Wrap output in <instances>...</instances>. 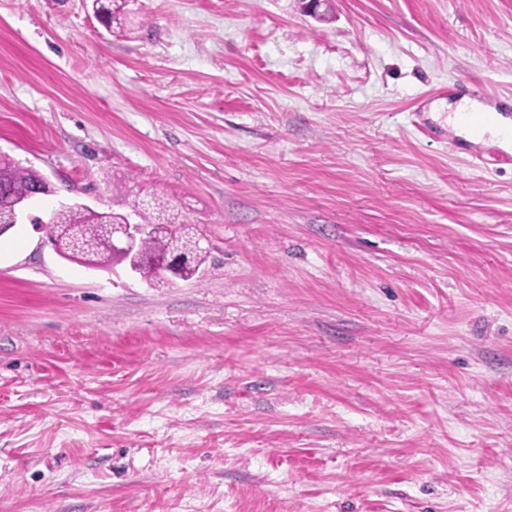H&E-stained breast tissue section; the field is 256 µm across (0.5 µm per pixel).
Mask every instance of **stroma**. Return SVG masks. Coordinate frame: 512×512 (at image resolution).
I'll return each instance as SVG.
<instances>
[{
  "label": "stroma",
  "instance_id": "1",
  "mask_svg": "<svg viewBox=\"0 0 512 512\" xmlns=\"http://www.w3.org/2000/svg\"><path fill=\"white\" fill-rule=\"evenodd\" d=\"M0 0V154L168 200L196 277L0 234V512H512V167L428 137L512 94V0ZM123 194H116V186ZM95 11L103 22L112 27L113 23H119L125 13V0H94Z\"/></svg>",
  "mask_w": 512,
  "mask_h": 512
}]
</instances>
